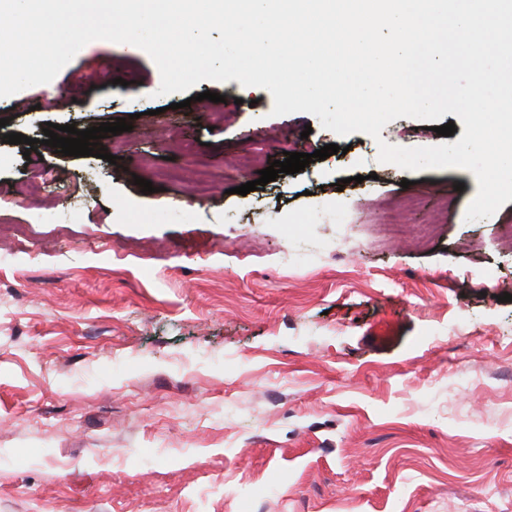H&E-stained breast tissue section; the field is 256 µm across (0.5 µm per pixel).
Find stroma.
I'll return each mask as SVG.
<instances>
[{
	"instance_id": "obj_1",
	"label": "stroma",
	"mask_w": 512,
	"mask_h": 512,
	"mask_svg": "<svg viewBox=\"0 0 512 512\" xmlns=\"http://www.w3.org/2000/svg\"><path fill=\"white\" fill-rule=\"evenodd\" d=\"M160 83L95 40L36 111L0 98V512H512V201L469 221L472 172L379 161L456 143L425 121L340 137L236 80ZM207 90L212 122L180 107ZM119 117L117 164L42 143Z\"/></svg>"
}]
</instances>
